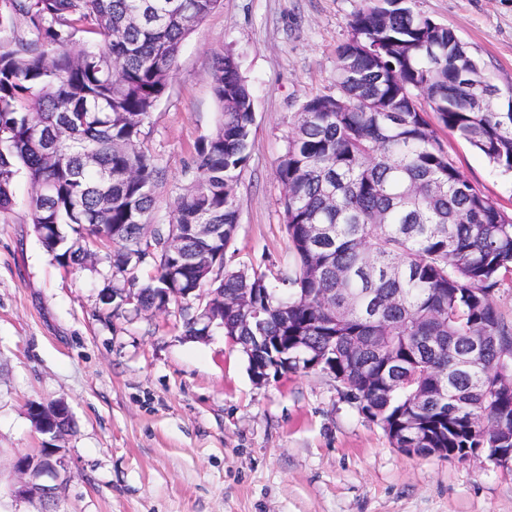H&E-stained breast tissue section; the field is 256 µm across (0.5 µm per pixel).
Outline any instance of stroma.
<instances>
[{
	"instance_id": "stroma-1",
	"label": "stroma",
	"mask_w": 512,
	"mask_h": 512,
	"mask_svg": "<svg viewBox=\"0 0 512 512\" xmlns=\"http://www.w3.org/2000/svg\"><path fill=\"white\" fill-rule=\"evenodd\" d=\"M367 0H222L183 41L169 86L142 127L162 171L151 224L170 223L196 180V148L218 107L215 54L231 51L254 98L239 225L224 256L278 270L288 264L276 166L295 115L325 91L349 21ZM512 84V0H417ZM448 155L512 212V176L440 130ZM31 184L18 175L0 217V512L17 500L16 457L63 448L72 479L58 512H512V471L480 459L448 461L394 448L345 399L333 376L298 372L255 384L224 331L186 335L177 305L111 312L109 249L78 270L61 267L30 221ZM66 402L72 428L38 432L28 409Z\"/></svg>"
}]
</instances>
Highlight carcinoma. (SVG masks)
<instances>
[{
	"mask_svg": "<svg viewBox=\"0 0 512 512\" xmlns=\"http://www.w3.org/2000/svg\"><path fill=\"white\" fill-rule=\"evenodd\" d=\"M220 0H0V215L16 176L31 187L30 217L59 265L85 267L100 224L112 238V311L133 288L180 307L201 336L187 291L224 289V335L288 337V371L315 370L327 353L334 379L388 440L411 428L423 448L479 458L512 448V391L497 389L512 324L492 295L512 281V217L449 160L441 126L512 171V112L472 90L496 84L455 33L416 10V0H369L349 22L327 91L311 96L278 159L276 177L293 262L277 275L227 270L215 282L214 247L191 242L197 262L169 280L176 257L160 249L144 284L126 277L148 254L160 177L142 126L166 92L180 47ZM220 107L196 150L197 179L178 197L174 224H221L224 246L239 220L237 186L250 153L253 99L236 58H213ZM436 114L438 125L426 118ZM421 336H442L434 350ZM475 336L490 343L469 373L455 355ZM448 383L429 407L417 390Z\"/></svg>",
	"mask_w": 512,
	"mask_h": 512,
	"instance_id": "carcinoma-1",
	"label": "carcinoma"
}]
</instances>
